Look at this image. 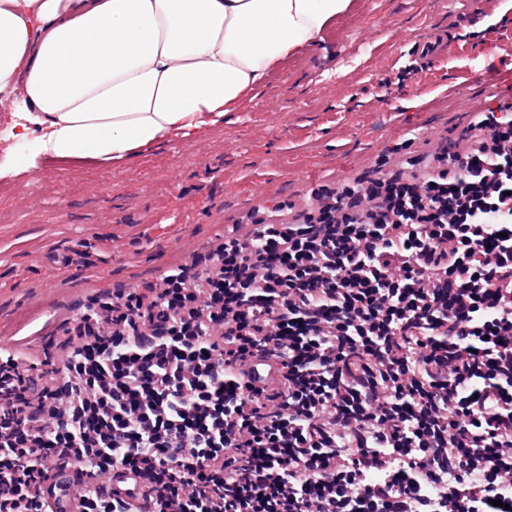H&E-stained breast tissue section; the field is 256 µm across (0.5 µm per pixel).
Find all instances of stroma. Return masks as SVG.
<instances>
[{"instance_id":"stroma-1","label":"stroma","mask_w":512,"mask_h":512,"mask_svg":"<svg viewBox=\"0 0 512 512\" xmlns=\"http://www.w3.org/2000/svg\"><path fill=\"white\" fill-rule=\"evenodd\" d=\"M491 25L506 36L497 49ZM436 29L446 54L412 59ZM511 60L512 0H359L323 43L190 141L119 168L47 161L28 180L0 181V330L57 335L95 299L157 283L219 244L227 225L336 187L338 169L355 177L398 162L409 138L419 152L456 139L475 113L512 105V84L493 80Z\"/></svg>"}]
</instances>
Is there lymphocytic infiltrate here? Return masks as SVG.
Returning a JSON list of instances; mask_svg holds the SVG:
<instances>
[{
    "mask_svg": "<svg viewBox=\"0 0 512 512\" xmlns=\"http://www.w3.org/2000/svg\"><path fill=\"white\" fill-rule=\"evenodd\" d=\"M435 163L224 230L205 268L87 309L62 358L0 349V512H506L512 111ZM277 367L254 386L248 365ZM139 476L136 501L106 485ZM52 474H55L54 478L43 485L41 493L55 501L56 510L69 512L71 510V503L66 493L72 478V472L68 469H62L53 470Z\"/></svg>",
    "mask_w": 512,
    "mask_h": 512,
    "instance_id": "1",
    "label": "lymphocytic infiltrate"
}]
</instances>
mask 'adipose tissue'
<instances>
[{"mask_svg":"<svg viewBox=\"0 0 512 512\" xmlns=\"http://www.w3.org/2000/svg\"><path fill=\"white\" fill-rule=\"evenodd\" d=\"M356 0H0V179L49 158L122 166L252 101Z\"/></svg>","mask_w":512,"mask_h":512,"instance_id":"adipose-tissue-1","label":"adipose tissue"}]
</instances>
